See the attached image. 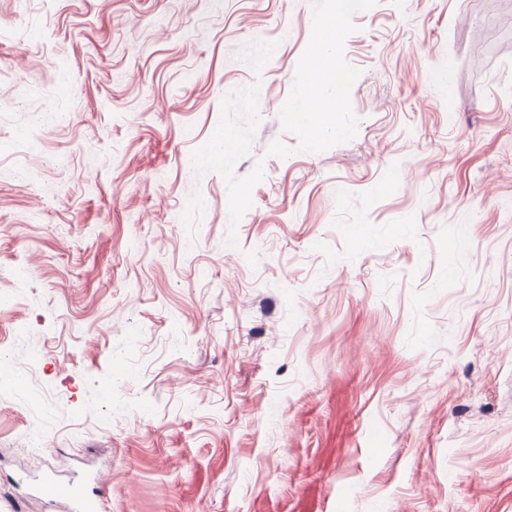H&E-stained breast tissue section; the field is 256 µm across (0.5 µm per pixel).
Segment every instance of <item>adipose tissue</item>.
Returning a JSON list of instances; mask_svg holds the SVG:
<instances>
[{
	"label": "adipose tissue",
	"instance_id": "ef3b65f1",
	"mask_svg": "<svg viewBox=\"0 0 512 512\" xmlns=\"http://www.w3.org/2000/svg\"><path fill=\"white\" fill-rule=\"evenodd\" d=\"M346 7H339L336 13L329 15L322 23L324 32L316 36L311 47V62L316 68V77L306 88L305 101L301 106L302 111L316 113L317 119L307 127L309 136L316 134L329 123L332 116V109L328 104L326 92L329 89L338 87L344 83L345 78L336 68L330 67L327 61L330 57L328 52L329 42L325 37L326 32L335 30L342 25Z\"/></svg>",
	"mask_w": 512,
	"mask_h": 512
}]
</instances>
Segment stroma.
<instances>
[{"label":"stroma","instance_id":"obj_1","mask_svg":"<svg viewBox=\"0 0 512 512\" xmlns=\"http://www.w3.org/2000/svg\"><path fill=\"white\" fill-rule=\"evenodd\" d=\"M490 2L347 13L312 138L334 0H0V512H512ZM329 42L322 32L315 37L311 52L310 61L316 68V77L306 88L305 101L297 108L296 112H315L317 120L307 126V133L310 137L316 134L330 122L334 110L329 106L326 92L329 89H335L341 83H344L345 77L335 66L331 68L326 66L330 54L328 52ZM38 491L42 496H66L73 502L76 512H100L102 511V502L98 496L87 497L75 488L59 487L53 479L43 481L38 487Z\"/></svg>","mask_w":512,"mask_h":512}]
</instances>
